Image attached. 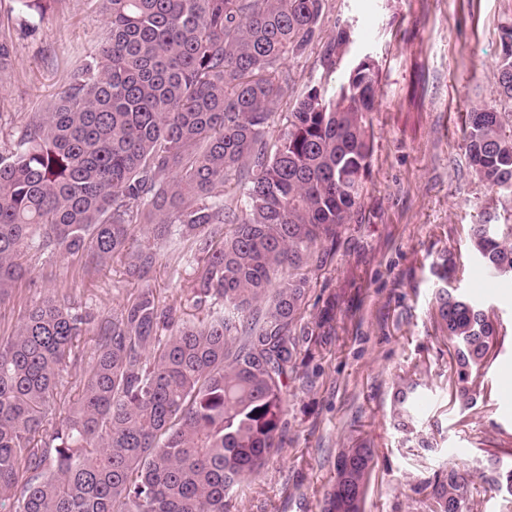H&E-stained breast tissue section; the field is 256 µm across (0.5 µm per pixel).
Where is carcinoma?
I'll return each instance as SVG.
<instances>
[{
	"label": "carcinoma",
	"instance_id": "cac0c4a2",
	"mask_svg": "<svg viewBox=\"0 0 512 512\" xmlns=\"http://www.w3.org/2000/svg\"><path fill=\"white\" fill-rule=\"evenodd\" d=\"M14 2L25 25L54 0ZM101 2L110 26L98 51L0 150V300L30 274L27 254L101 268L121 256L143 286L110 319L48 298L0 336V508L231 512L234 488L284 447L288 389L333 331L336 299L313 329L304 314L311 274L361 208L378 69L366 55L333 97L308 87L276 135L288 58L319 46L333 72L351 42L347 26L322 41L328 0ZM501 46L497 94L511 105L512 27ZM12 66L0 30V74ZM463 144L475 175L512 196V130L497 108L465 113ZM176 224L195 262L193 305L209 312L188 325L149 284ZM470 239L491 275L512 279V224H473ZM456 270L451 256L432 267L434 316L465 412L503 339L488 309L451 287ZM87 332L97 346L82 395L49 425ZM420 386L409 377L394 396L407 435ZM373 469L366 444L339 449L322 512H364ZM481 481L512 496L499 459ZM476 490L445 466L424 484V512H474Z\"/></svg>",
	"mask_w": 512,
	"mask_h": 512
}]
</instances>
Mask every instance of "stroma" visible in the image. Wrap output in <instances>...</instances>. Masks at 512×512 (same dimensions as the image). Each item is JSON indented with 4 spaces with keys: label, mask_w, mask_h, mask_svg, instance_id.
Returning <instances> with one entry per match:
<instances>
[{
    "label": "stroma",
    "mask_w": 512,
    "mask_h": 512,
    "mask_svg": "<svg viewBox=\"0 0 512 512\" xmlns=\"http://www.w3.org/2000/svg\"><path fill=\"white\" fill-rule=\"evenodd\" d=\"M108 16L99 0H58L30 27L12 32L15 62L0 78V145L54 101L67 75L103 39ZM348 25L352 43L334 73L318 51L288 59L294 92L318 85L334 95L360 58L379 69L378 105L370 115L374 155L362 210L346 226L332 259L312 276L307 312L336 296V334L288 390L286 444L233 495V512H321L336 477L339 448L368 442L375 450L364 512H421L424 481L443 465L477 474L491 454L512 452V288L482 298L505 336L480 379L475 411L460 412L448 390V350L430 320V268L452 253L461 291L484 269L471 250L469 225L512 224V199L498 196L467 164L461 128L476 103H494L500 37L512 26V0H329L323 38ZM31 276L0 301V336L12 334L49 297L95 319L111 318L140 289L124 263L101 272L70 260L30 257ZM193 261L173 236L160 250L150 282L184 319L201 313L190 299ZM96 349L78 337L60 376L54 414L82 393ZM419 374L416 428L430 442L407 441L393 416L401 378Z\"/></svg>",
    "instance_id": "35a3bbf8"
}]
</instances>
